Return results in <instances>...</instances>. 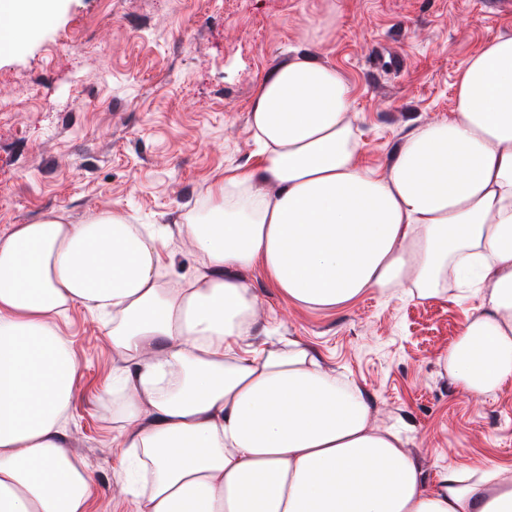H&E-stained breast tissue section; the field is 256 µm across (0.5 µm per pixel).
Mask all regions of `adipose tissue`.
Here are the masks:
<instances>
[{"mask_svg": "<svg viewBox=\"0 0 512 512\" xmlns=\"http://www.w3.org/2000/svg\"><path fill=\"white\" fill-rule=\"evenodd\" d=\"M57 0H0L13 48ZM352 88L301 54L250 106L254 166L225 170L199 210L163 232L118 211L54 215L0 235V512H88L94 478L66 445L79 370L58 327L110 316L119 445L139 512H512V463L475 460L425 481L359 389L296 341L252 349L261 263L288 300L349 305L368 292L480 305L448 347L455 383L483 398L512 381V33L469 55L448 120L413 129L387 175L359 158ZM178 234L203 269L178 288L161 251Z\"/></svg>", "mask_w": 512, "mask_h": 512, "instance_id": "adipose-tissue-1", "label": "adipose tissue"}]
</instances>
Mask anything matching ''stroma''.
I'll use <instances>...</instances> for the list:
<instances>
[{
	"mask_svg": "<svg viewBox=\"0 0 512 512\" xmlns=\"http://www.w3.org/2000/svg\"><path fill=\"white\" fill-rule=\"evenodd\" d=\"M502 32L512 0H62L0 51V98L13 106L0 112V233L59 214L179 220L226 169L257 161L255 88L299 52L352 84L361 157L387 174L415 127L448 120L461 63ZM163 264L175 287L201 258L176 238ZM237 275L258 297L249 344L309 347L362 392L375 425L399 430L424 479L479 455L512 461V382L477 400L444 364L475 293L369 292L314 309L285 299L261 266ZM60 328L79 368L64 432L94 476L89 512H137L113 490L123 428L112 420V338L80 307Z\"/></svg>",
	"mask_w": 512,
	"mask_h": 512,
	"instance_id": "35a3bbf8",
	"label": "stroma"
}]
</instances>
